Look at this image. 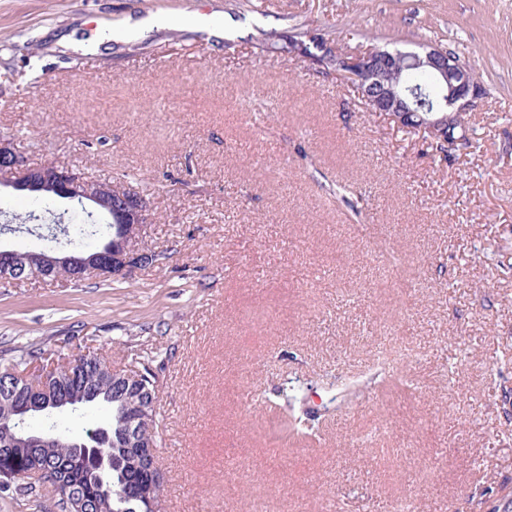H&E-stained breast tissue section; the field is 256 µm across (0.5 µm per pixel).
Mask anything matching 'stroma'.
<instances>
[{
    "label": "stroma",
    "mask_w": 512,
    "mask_h": 512,
    "mask_svg": "<svg viewBox=\"0 0 512 512\" xmlns=\"http://www.w3.org/2000/svg\"><path fill=\"white\" fill-rule=\"evenodd\" d=\"M151 16L168 23L95 54L66 44ZM326 19L353 52L454 49L485 90L480 149L434 160L355 88L259 45ZM0 136L151 202L160 264L0 282V360H150L161 512H512V0H0ZM67 208L1 188L0 247H44L25 216ZM390 338L417 361L332 401ZM290 383L320 437L265 408Z\"/></svg>",
    "instance_id": "obj_1"
}]
</instances>
